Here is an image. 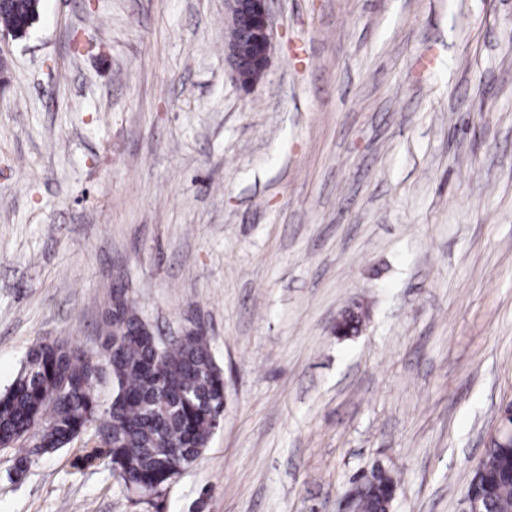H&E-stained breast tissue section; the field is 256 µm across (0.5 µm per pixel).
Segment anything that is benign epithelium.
Returning a JSON list of instances; mask_svg holds the SVG:
<instances>
[{
    "instance_id": "7a95c632",
    "label": "benign epithelium",
    "mask_w": 512,
    "mask_h": 512,
    "mask_svg": "<svg viewBox=\"0 0 512 512\" xmlns=\"http://www.w3.org/2000/svg\"><path fill=\"white\" fill-rule=\"evenodd\" d=\"M270 0H225L227 28L225 59L233 77L244 89L255 87L271 61Z\"/></svg>"
}]
</instances>
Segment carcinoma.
Listing matches in <instances>:
<instances>
[{"label": "carcinoma", "mask_w": 512, "mask_h": 512, "mask_svg": "<svg viewBox=\"0 0 512 512\" xmlns=\"http://www.w3.org/2000/svg\"><path fill=\"white\" fill-rule=\"evenodd\" d=\"M33 16L31 0H10L0 10L6 27ZM143 323L135 299L115 296L103 319L99 357L57 341L30 349L13 383L0 393V446L23 445L15 472L35 457L80 448L82 468L111 465L123 492L157 493L207 447L224 416V370L206 337L190 331L160 348L138 334ZM112 398L102 409L98 375ZM493 480L483 512H512V447L490 442L470 482ZM398 487L390 471L360 483L361 512H391Z\"/></svg>", "instance_id": "obj_1"}]
</instances>
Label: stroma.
<instances>
[{
    "label": "stroma",
    "instance_id": "stroma-1",
    "mask_svg": "<svg viewBox=\"0 0 512 512\" xmlns=\"http://www.w3.org/2000/svg\"><path fill=\"white\" fill-rule=\"evenodd\" d=\"M270 11L249 91L224 0H41L0 42V392L36 341L96 354L120 278L225 395L152 502L0 448V512H337L376 464L392 512H462L512 401V0Z\"/></svg>",
    "mask_w": 512,
    "mask_h": 512
}]
</instances>
